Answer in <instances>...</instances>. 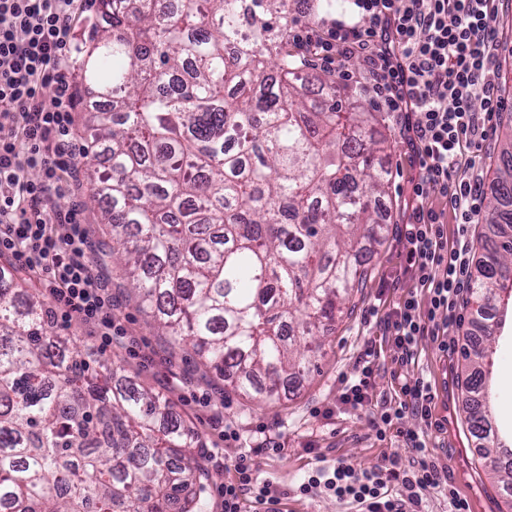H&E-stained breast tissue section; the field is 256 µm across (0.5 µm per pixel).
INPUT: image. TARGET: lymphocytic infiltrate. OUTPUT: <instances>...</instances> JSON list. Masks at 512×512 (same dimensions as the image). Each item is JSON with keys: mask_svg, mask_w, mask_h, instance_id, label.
Returning a JSON list of instances; mask_svg holds the SVG:
<instances>
[{"mask_svg": "<svg viewBox=\"0 0 512 512\" xmlns=\"http://www.w3.org/2000/svg\"><path fill=\"white\" fill-rule=\"evenodd\" d=\"M88 0H0V255L19 269L46 278L56 323L78 320L112 342V299L92 268L91 243L78 207L61 211L52 201L68 194L80 160L72 147L74 114L81 100L70 78L68 49L75 19ZM499 0H351L350 13L312 27L296 20L288 37L329 68L336 53L362 57L369 86L382 111L393 114L403 150L414 163L407 222L399 229L400 298L381 318V342L393 351L398 395L373 404L378 356L366 341L351 374L341 379L340 402L368 414L378 440L396 433L412 451L409 461L382 455L358 471L344 461L308 472L300 495L328 493L358 512H425L427 495L439 491L450 512H470L467 499L448 482L429 446L430 432H444L436 394L416 373L422 337L447 335L464 305L471 273L470 229L478 223L486 189L461 166L464 149L481 152L502 105L492 79L501 46L495 22ZM53 93L44 104V90ZM35 170L39 179H28ZM456 224L458 243L448 244ZM66 225L64 235L52 225ZM412 414L424 431L402 429ZM224 512H283L287 492L257 482L239 455L233 478L220 487Z\"/></svg>", "mask_w": 512, "mask_h": 512, "instance_id": "obj_1", "label": "lymphocytic infiltrate"}]
</instances>
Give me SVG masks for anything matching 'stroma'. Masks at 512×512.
Wrapping results in <instances>:
<instances>
[{
  "mask_svg": "<svg viewBox=\"0 0 512 512\" xmlns=\"http://www.w3.org/2000/svg\"><path fill=\"white\" fill-rule=\"evenodd\" d=\"M387 125V163L392 177L381 206L389 226L387 239L366 261L367 277L353 298L351 313L324 331L321 340L326 356L318 372L297 382L286 396L266 402L242 397L199 368L192 349L170 355L167 343L157 336L149 317L115 287L110 290L113 313L122 331L113 336L111 345H101L91 327L76 320L53 328L57 336L77 338L89 361L114 360L137 383L171 399L175 412L214 452L206 461L210 473L206 512H220L216 486L242 453L249 455L258 481H269L288 490V512H343L331 495H296L297 486L310 469L333 466L341 458L363 470L378 463L383 454L393 452L406 461L412 458L401 438L391 435L377 440L368 417L344 410L339 402L341 377L352 372L365 342L379 333L376 323L365 318L368 308L375 304L380 312H387L399 297L388 283L399 275V254L403 249L399 228L415 169L401 149L395 120H388ZM477 336L471 315L466 312L460 325L448 330L447 351H440L427 338L419 346L418 371L431 381L437 393V415L448 419L447 433L433 434L430 444L439 464L447 468L449 481L468 500L471 512H512V498L484 468L480 444L465 422L462 352L468 341ZM499 343L503 358L496 370V383L501 393L493 403V416L498 421H512V319L506 322ZM219 410L224 413L220 425L213 420ZM226 425L239 432V441H225L222 428ZM269 439L281 446V453L265 451Z\"/></svg>",
  "mask_w": 512,
  "mask_h": 512,
  "instance_id": "1",
  "label": "stroma"
}]
</instances>
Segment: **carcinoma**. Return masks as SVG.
Listing matches in <instances>:
<instances>
[{
    "label": "carcinoma",
    "instance_id": "1",
    "mask_svg": "<svg viewBox=\"0 0 512 512\" xmlns=\"http://www.w3.org/2000/svg\"><path fill=\"white\" fill-rule=\"evenodd\" d=\"M78 67L88 202L122 287L166 337L238 392L272 400L318 367L320 333L388 234L377 113L288 51L287 0H99ZM464 352L472 430L512 493L489 427L496 298L512 299V134L487 201ZM93 368L53 334L34 288L0 266V509L204 512L195 449L169 401Z\"/></svg>",
    "mask_w": 512,
    "mask_h": 512
}]
</instances>
